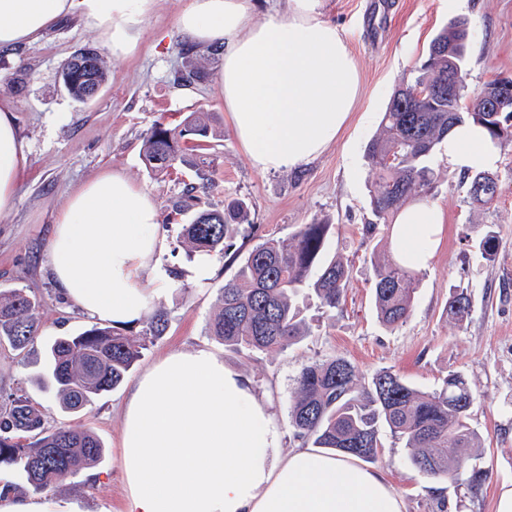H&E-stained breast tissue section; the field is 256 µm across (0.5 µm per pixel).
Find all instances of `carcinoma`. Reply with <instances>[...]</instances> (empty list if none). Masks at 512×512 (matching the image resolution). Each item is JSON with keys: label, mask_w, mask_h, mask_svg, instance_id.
Segmentation results:
<instances>
[{"label": "carcinoma", "mask_w": 512, "mask_h": 512, "mask_svg": "<svg viewBox=\"0 0 512 512\" xmlns=\"http://www.w3.org/2000/svg\"><path fill=\"white\" fill-rule=\"evenodd\" d=\"M467 20L456 19L430 41L426 58L414 76L393 93L382 117L381 133L365 148V157L375 171L371 207L375 221L364 226L371 236L378 227L390 228L391 219L412 200L430 193L435 174L427 161L456 124L473 120L487 130L497 145L512 141V102L501 112L486 111L498 97L495 77L480 89L467 84ZM92 67L67 81L73 60L60 73L67 94L86 102L91 86L106 84L109 71L94 49ZM450 84L444 94L435 88ZM209 119L192 112L177 128L157 120L145 134L142 154L153 172H166L180 165L197 171L198 178L212 184L211 175L220 156L208 151ZM481 172L468 173V194L482 205L496 201L502 186L488 196L473 195ZM198 187L184 188L176 211L192 213L182 225V244L187 257L197 253H220L238 262L233 277L220 288L219 310L209 332L224 346L248 352L283 350L306 335L304 320L293 299L305 288L313 290L321 308L333 311L345 301L349 270L344 262L327 256L330 225L302 224L291 236L259 239L245 254L235 249L229 233L246 226L243 236L255 238L247 199L234 198L224 209L191 211L189 201ZM373 297L379 320L387 327L402 324L412 310L418 279L413 268L391 254L374 257ZM36 297L24 288L0 292V341L22 351L37 331ZM470 311V298L461 290L448 300L447 313L462 319ZM168 314L160 311L136 333L93 325L76 336H58L45 351L43 381L55 392L59 408L79 412L103 392L118 387L129 375L143 351L161 336ZM477 393L464 375L450 372L440 388L420 391L390 369L367 376L342 356L319 359L306 366L297 379L294 403L289 409L293 437L303 445L325 448L337 455L365 462L378 460L382 437L388 433L404 443L409 460L419 472L433 478L456 481L467 476L478 488L487 478L482 469L469 465L468 450L481 447L478 433L469 423V411ZM28 433L22 444L17 433ZM456 455H448V447ZM104 446L89 430L65 426L51 429L47 416L35 407L23 390L0 394V468L17 467L25 485L6 482L0 496L8 492L41 494L52 490L67 476H76L96 464Z\"/></svg>", "instance_id": "1"}]
</instances>
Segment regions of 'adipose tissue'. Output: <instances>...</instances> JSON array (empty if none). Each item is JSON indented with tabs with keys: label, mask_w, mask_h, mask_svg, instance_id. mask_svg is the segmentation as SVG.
Here are the masks:
<instances>
[{
	"label": "adipose tissue",
	"mask_w": 512,
	"mask_h": 512,
	"mask_svg": "<svg viewBox=\"0 0 512 512\" xmlns=\"http://www.w3.org/2000/svg\"><path fill=\"white\" fill-rule=\"evenodd\" d=\"M155 0H0V48L39 39L76 14L100 31L112 56L129 54ZM326 0H286L263 22L253 0H181L177 31L188 42L221 44L219 92L253 168L290 170L321 156L348 127L361 75ZM0 99V212L12 207L24 146ZM453 169L494 168L499 149L467 123L444 141ZM444 216L415 201L395 218L391 245L410 267H427ZM150 192L106 172L58 209L51 269L63 297L85 317L125 324L151 307L168 270ZM154 287L141 286L140 271ZM282 433L268 401L223 357L205 347L169 354L133 384L119 462L125 512H405L383 473L315 448L280 455Z\"/></svg>",
	"instance_id": "ef3b65f1"
}]
</instances>
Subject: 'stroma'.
<instances>
[{
    "instance_id": "obj_1",
    "label": "stroma",
    "mask_w": 512,
    "mask_h": 512,
    "mask_svg": "<svg viewBox=\"0 0 512 512\" xmlns=\"http://www.w3.org/2000/svg\"><path fill=\"white\" fill-rule=\"evenodd\" d=\"M178 2L156 0L136 49L107 57L112 79L84 104L60 85V70L76 51L102 46L100 34L88 30L78 16L61 20L35 42L0 49V98L13 103L27 158L14 204L0 212V291L23 288L39 303V330L32 344L22 351L0 344V389H24L46 412L49 426L90 430L105 446L95 467L98 479L84 472L66 477L46 493V500L76 504L79 512H124L126 486L118 458L131 380L168 353L207 347L258 391H271L285 453L298 446L288 422L297 378L315 360L342 356L366 374L388 368L423 391L438 388L448 373L464 374L478 394L469 422L482 441L473 451V463L487 471L486 482L473 489L465 482L425 476L411 465L401 441L389 436L375 466L402 496L405 512H495L502 487L512 486V142L501 147L493 169L503 193L485 206L472 201L444 148L430 156L436 180L428 201L444 214V234L430 265L418 272L409 318L395 328L384 326L374 307L372 260L391 245L386 234L369 237L363 231L373 218V174L364 150L379 134L394 90L410 80L431 39L451 20L465 19L470 27V88H481L498 75L512 77V0H389L390 9L371 38L361 28L371 0H327L326 17L343 29L361 73L353 120L313 162L269 172L255 170L238 145L217 91L218 60L204 45L183 54L175 31ZM190 61L201 67L204 78L189 86L174 84L176 72ZM192 112L207 113L209 146L223 158L213 174L214 187L198 194L199 208L220 209L231 199L247 198L259 234L282 238L300 225L325 221L332 226L329 252L349 267L340 309L324 311L308 291L296 298L310 334L289 348L248 354L224 346L209 332L219 290L236 267L214 254L208 279L198 284L189 278L193 262L179 245L186 218L176 214L174 205L184 185L196 182L195 170L181 166L156 175L142 157L143 137L155 121L175 128ZM107 171L121 172L151 192L169 244L160 262L178 268L182 276L160 291L153 308L168 312V327L144 351L128 382L82 412L67 414L39 378L42 351L50 338L78 334L91 321L68 309L59 294L49 243L57 210ZM490 228L499 235V247L488 259L480 241ZM463 287L471 295L470 312L463 320L450 319L448 299Z\"/></svg>"
}]
</instances>
